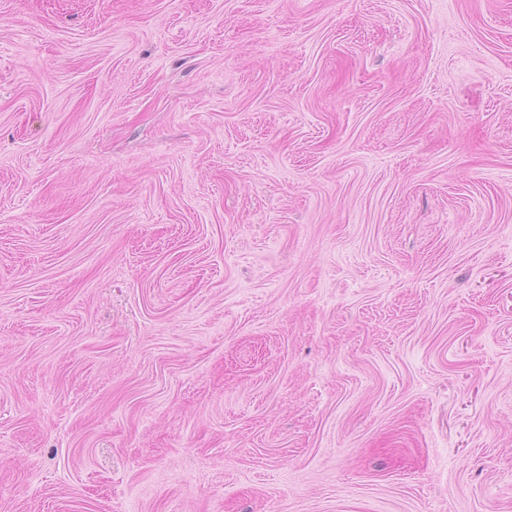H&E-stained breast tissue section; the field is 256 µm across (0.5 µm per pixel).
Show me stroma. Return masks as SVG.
<instances>
[{
	"instance_id": "obj_1",
	"label": "stroma",
	"mask_w": 512,
	"mask_h": 512,
	"mask_svg": "<svg viewBox=\"0 0 512 512\" xmlns=\"http://www.w3.org/2000/svg\"><path fill=\"white\" fill-rule=\"evenodd\" d=\"M0 512H512V0H0Z\"/></svg>"
}]
</instances>
